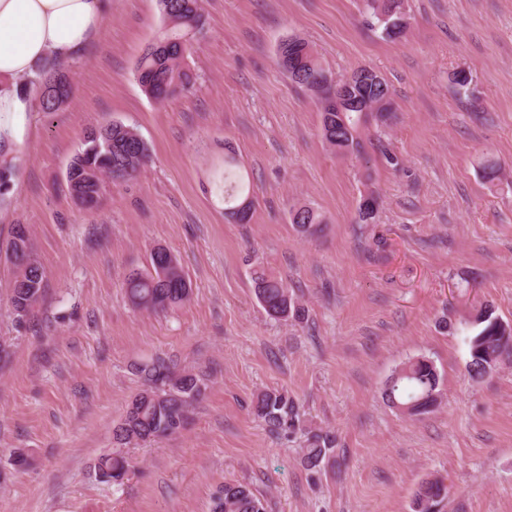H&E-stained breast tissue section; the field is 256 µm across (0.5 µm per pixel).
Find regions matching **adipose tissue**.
Wrapping results in <instances>:
<instances>
[{"label": "adipose tissue", "instance_id": "adipose-tissue-1", "mask_svg": "<svg viewBox=\"0 0 512 512\" xmlns=\"http://www.w3.org/2000/svg\"><path fill=\"white\" fill-rule=\"evenodd\" d=\"M109 0H0V142L23 144L34 110L18 77L69 61L103 24Z\"/></svg>", "mask_w": 512, "mask_h": 512}]
</instances>
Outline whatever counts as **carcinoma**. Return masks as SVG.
<instances>
[{"label":"carcinoma","instance_id":"cac0c4a2","mask_svg":"<svg viewBox=\"0 0 512 512\" xmlns=\"http://www.w3.org/2000/svg\"><path fill=\"white\" fill-rule=\"evenodd\" d=\"M165 23L159 36L169 42L162 55L143 51L137 64V76L146 95L161 103L185 92L191 82L186 59L192 40L205 23L202 0H158ZM382 34L389 40L399 39L407 25L402 11L404 0H367ZM277 67L295 83L310 91L321 112V136L337 154H346L361 146L368 127H388L394 117L393 97L383 98L372 82L363 79L367 69H356L346 76L333 75L320 62L314 46L293 35L280 42L276 50ZM345 78L353 104L336 111L332 95L333 81ZM20 89L33 95L39 112H55L72 96L69 74L56 62L39 67L32 78L20 83ZM151 160L150 148L139 132L121 122L88 129L78 151L70 160L66 180L69 190L89 197L98 194L100 175L108 173L117 184L135 178ZM379 197L371 194L360 203L358 217L368 222L375 217ZM324 222L322 214L310 205H302L292 213L291 223L302 235H313ZM151 270L134 273L123 281L128 301L136 308L155 313L173 310L192 296L190 281L176 257L164 247L150 256ZM256 297L265 313L273 319L301 320L305 309L292 297L288 283L264 271L253 277ZM45 289L42 266L31 267L23 280L13 279L10 306L17 322H22ZM473 323L481 330L469 340V374L481 379L491 372L500 358L512 352V326L493 316L484 306L476 311ZM143 389L132 399L125 418L114 429L113 439L120 445L151 442L168 438L183 429L190 409L201 395L203 384L189 371H176L161 356H150L136 365ZM440 375L435 365L425 358H413L392 371L383 394L388 403L407 414L420 416L439 406ZM253 412L272 433H294L303 421L293 398L277 389L256 394ZM335 436L328 431L310 430L302 448L304 465L314 470L333 452ZM99 477L107 482L122 483L129 472L127 460L118 453L106 454L98 460ZM448 487L439 478L423 481L414 499V512H442ZM212 512H265L264 504L249 485L226 483L214 498Z\"/></svg>","mask_w":512,"mask_h":512}]
</instances>
